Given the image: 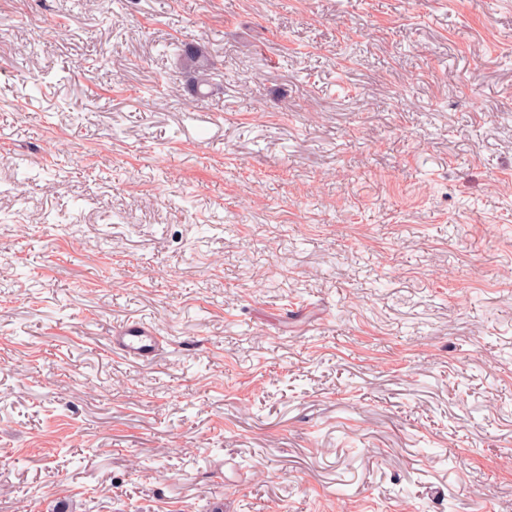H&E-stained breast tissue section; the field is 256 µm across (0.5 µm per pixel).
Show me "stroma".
Segmentation results:
<instances>
[{
	"label": "stroma",
	"instance_id": "1",
	"mask_svg": "<svg viewBox=\"0 0 512 512\" xmlns=\"http://www.w3.org/2000/svg\"><path fill=\"white\" fill-rule=\"evenodd\" d=\"M0 512H512V0H0ZM165 337L143 321L129 319L113 330L112 350L126 359L146 361L162 349Z\"/></svg>",
	"mask_w": 512,
	"mask_h": 512
}]
</instances>
